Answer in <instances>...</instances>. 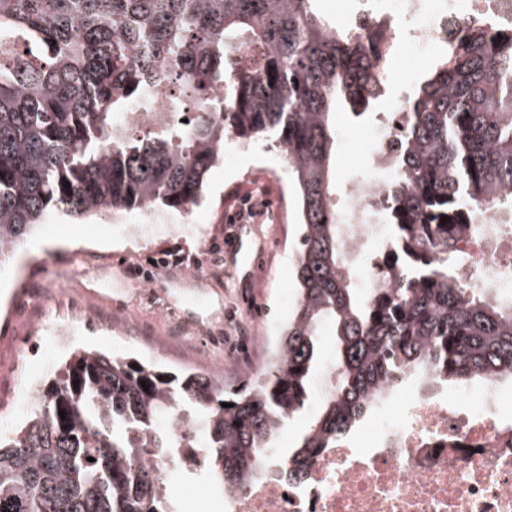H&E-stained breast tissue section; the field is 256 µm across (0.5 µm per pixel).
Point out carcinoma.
Returning <instances> with one entry per match:
<instances>
[{
	"label": "carcinoma",
	"instance_id": "1",
	"mask_svg": "<svg viewBox=\"0 0 512 512\" xmlns=\"http://www.w3.org/2000/svg\"><path fill=\"white\" fill-rule=\"evenodd\" d=\"M311 2L0 0V259L54 211L76 221L186 211L230 136H271L286 150L300 218L295 301L271 371L231 392L200 372L72 351L35 386L24 422L0 433V512H176L152 457L199 448L202 467L185 475L243 488L304 417L284 454L296 479L412 374L512 380V307L454 270L478 212L512 217V37L462 25L415 85L408 180L386 206L381 254L397 281L362 294L330 200L333 117L370 116L380 75ZM243 41L265 48L246 78L230 52ZM157 72L173 77V110L194 115L158 132L118 126L153 107ZM326 336L338 383L310 415ZM172 415L180 435L166 427Z\"/></svg>",
	"mask_w": 512,
	"mask_h": 512
}]
</instances>
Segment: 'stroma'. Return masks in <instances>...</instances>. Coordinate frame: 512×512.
<instances>
[{
	"label": "stroma",
	"mask_w": 512,
	"mask_h": 512,
	"mask_svg": "<svg viewBox=\"0 0 512 512\" xmlns=\"http://www.w3.org/2000/svg\"><path fill=\"white\" fill-rule=\"evenodd\" d=\"M345 114L335 119L336 186L359 169V134ZM273 140L226 160L209 174L206 200L175 229L153 227L131 238L124 219H87L81 224L50 214L15 253L0 262V427L25 414L26 390L48 375L72 348L100 349L138 360L152 359L174 373L200 371L227 390L243 379L225 380L224 339L257 334L254 308L284 324L289 305L281 289L292 285L298 241V209L272 168ZM285 205L286 221L228 224L225 210L241 193ZM166 261L157 287H143L145 259ZM213 264L210 276H187L196 261ZM181 512H217L223 489L203 479L174 477Z\"/></svg>",
	"instance_id": "35a3bbf8"
}]
</instances>
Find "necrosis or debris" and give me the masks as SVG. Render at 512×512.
<instances>
[{
	"label": "necrosis or debris",
	"mask_w": 512,
	"mask_h": 512,
	"mask_svg": "<svg viewBox=\"0 0 512 512\" xmlns=\"http://www.w3.org/2000/svg\"><path fill=\"white\" fill-rule=\"evenodd\" d=\"M512 35V0H355L343 28L364 36L382 72V99L364 128L363 168L343 186L336 222L347 257L386 244V200L404 183L401 138L411 118L414 84L394 87L405 50L431 63L456 25ZM493 211L479 213L457 243L460 280L492 299L512 301V237ZM386 397L358 430L320 451L301 479L288 462L265 455L262 474L245 488L224 490V512H512V386L491 380L457 395L418 378L402 414Z\"/></svg>",
	"instance_id": "4bbe7bcc"
}]
</instances>
